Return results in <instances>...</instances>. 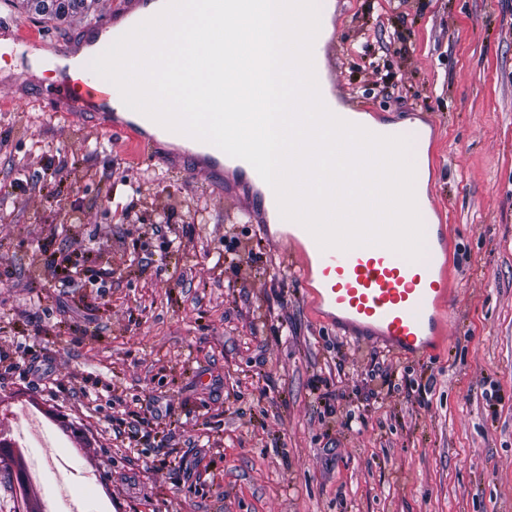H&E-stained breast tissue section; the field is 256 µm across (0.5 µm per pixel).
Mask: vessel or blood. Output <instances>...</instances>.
<instances>
[{"instance_id": "obj_1", "label": "vessel or blood", "mask_w": 512, "mask_h": 512, "mask_svg": "<svg viewBox=\"0 0 512 512\" xmlns=\"http://www.w3.org/2000/svg\"><path fill=\"white\" fill-rule=\"evenodd\" d=\"M164 6L165 0H138L135 11L122 6L114 9L113 20L80 27L78 36L85 54L78 60L74 59L70 44L33 43L24 31H17L12 35L13 41L33 43L35 54L18 55L0 48V63L9 66L17 61L25 70L40 72L41 77L32 89L36 101L71 104L75 115H93L95 127L109 135L124 134L138 140L149 133L156 138L177 139L185 147L183 162L175 168L177 174L192 176L203 166L216 179L225 171H234L242 182L251 186L257 207L277 210L273 189L248 162L230 157L212 144L173 133L131 109L126 110L124 117H113V103L120 91L94 73L90 63L125 30L153 17ZM395 133L411 143L416 181L426 180L425 130L402 126ZM289 227L293 238L303 241L314 256L322 287L320 299L335 312L339 323L372 335L408 355L423 352L440 334L450 309L444 277L447 245L435 225H425V252L415 261L384 246L324 250L301 224L293 221Z\"/></svg>"}]
</instances>
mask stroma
<instances>
[{"label": "stroma", "mask_w": 512, "mask_h": 512, "mask_svg": "<svg viewBox=\"0 0 512 512\" xmlns=\"http://www.w3.org/2000/svg\"><path fill=\"white\" fill-rule=\"evenodd\" d=\"M115 3L0 0V27L64 43ZM332 24L341 104L430 131L454 314L421 359L320 318L246 200L0 70V406L80 434L84 512L101 483L112 512H512V0H336ZM27 5L30 9L55 18H64L86 8L84 0H37ZM50 2V3H48Z\"/></svg>", "instance_id": "stroma-1"}]
</instances>
